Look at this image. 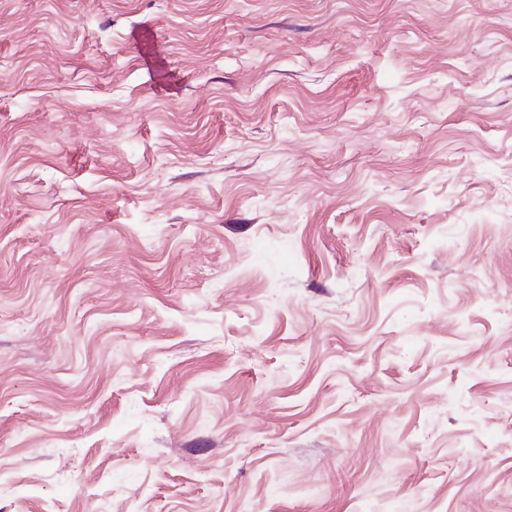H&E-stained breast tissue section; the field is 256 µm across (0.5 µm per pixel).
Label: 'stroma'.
<instances>
[{
	"instance_id": "stroma-1",
	"label": "stroma",
	"mask_w": 512,
	"mask_h": 512,
	"mask_svg": "<svg viewBox=\"0 0 512 512\" xmlns=\"http://www.w3.org/2000/svg\"><path fill=\"white\" fill-rule=\"evenodd\" d=\"M0 512H512V0H0Z\"/></svg>"
}]
</instances>
